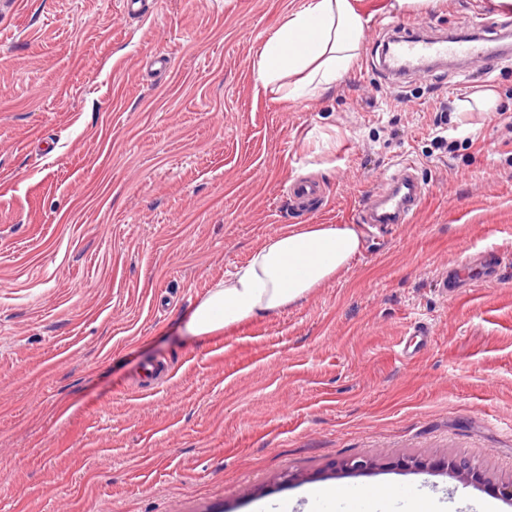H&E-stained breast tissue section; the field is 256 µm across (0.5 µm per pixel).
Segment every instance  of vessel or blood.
I'll return each instance as SVG.
<instances>
[{
	"label": "vessel or blood",
	"mask_w": 512,
	"mask_h": 512,
	"mask_svg": "<svg viewBox=\"0 0 512 512\" xmlns=\"http://www.w3.org/2000/svg\"><path fill=\"white\" fill-rule=\"evenodd\" d=\"M502 31L494 36L473 34L470 37L448 39L424 37L414 29L397 24L394 35L382 62L383 71L395 78L417 73L431 72L435 65L450 56H464L477 61L484 71H491L507 54V44L502 41L503 31L512 29V23L502 22ZM412 165H405L397 174L390 176L382 191L371 194L358 210L359 223L407 224L417 211L423 190L412 175ZM289 205L294 212L304 213L320 204L323 192L314 181H296L288 192ZM480 270L487 279L497 278L499 266L489 260L468 258L465 266L450 268L439 280L443 292L452 293L462 288L468 269Z\"/></svg>",
	"instance_id": "1"
}]
</instances>
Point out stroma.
Here are the masks:
<instances>
[{"label":"stroma","instance_id":"1","mask_svg":"<svg viewBox=\"0 0 512 512\" xmlns=\"http://www.w3.org/2000/svg\"><path fill=\"white\" fill-rule=\"evenodd\" d=\"M301 2L159 0L129 18L119 0H26L0 18V512H325L317 485L481 512L490 490L433 461L512 479V59L403 82L375 66L387 21L493 27L501 0H359L351 70L287 103L252 59ZM155 53L169 69H140ZM405 161L425 186L411 223L365 234L286 312L184 334L266 238L356 223ZM301 178L325 201L296 215ZM473 253L502 257L500 277L442 292ZM422 330L426 349L400 358ZM409 456L423 468H398ZM355 457L370 468L345 469ZM443 467L449 472L451 477L457 478L461 481L479 484L487 482L484 472L479 467L473 465L470 461L466 462L463 460L458 461L457 459H452L445 461ZM487 483L490 484L489 482Z\"/></svg>","mask_w":512,"mask_h":512}]
</instances>
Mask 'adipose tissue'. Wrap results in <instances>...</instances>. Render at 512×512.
I'll return each mask as SVG.
<instances>
[{
  "label": "adipose tissue",
  "instance_id": "obj_1",
  "mask_svg": "<svg viewBox=\"0 0 512 512\" xmlns=\"http://www.w3.org/2000/svg\"><path fill=\"white\" fill-rule=\"evenodd\" d=\"M365 20L353 0H303L263 42L252 64L264 89L284 100L322 96L358 56ZM350 224H295L267 238L192 307L189 335L219 336L287 311L344 270L361 250Z\"/></svg>",
  "mask_w": 512,
  "mask_h": 512
}]
</instances>
